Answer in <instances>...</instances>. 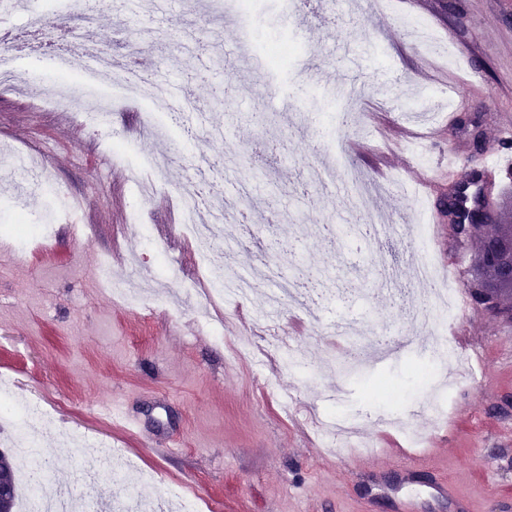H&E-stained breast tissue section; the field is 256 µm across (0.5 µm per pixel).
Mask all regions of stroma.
<instances>
[{
	"instance_id": "1",
	"label": "stroma",
	"mask_w": 512,
	"mask_h": 512,
	"mask_svg": "<svg viewBox=\"0 0 512 512\" xmlns=\"http://www.w3.org/2000/svg\"><path fill=\"white\" fill-rule=\"evenodd\" d=\"M85 10V0H66L52 18L51 50L87 40L111 52L139 72L138 98L103 107L86 89L80 109L90 118L72 121L41 110L65 87L27 60L14 85L0 88V241L4 226L67 198L79 203L76 224H57L27 252L0 250V378L48 413L41 451L52 476L41 495L78 485L82 435L129 464L125 481L96 485L100 512H123L136 499L171 512L178 491L200 497L202 512H393L368 475L396 484L392 467L404 455L417 461L418 478L401 493L420 512H452L427 496L434 479L455 483L472 512H512V323L476 306L474 247L458 244L443 219L449 182L486 168L501 151V129L512 127V0H388L381 11L367 0H297L291 12L282 0H258L247 22L211 0H139L134 10L112 0L90 34ZM409 19L444 41L445 59L430 57ZM285 27L304 53L276 83L253 49ZM297 84L307 95L284 106L282 88ZM157 92L189 105L161 140L141 129ZM466 112L480 116L482 154L455 130ZM107 139L132 159L155 161L142 171L157 181L155 195H135ZM356 143L370 149L350 163L381 212L383 235L341 233L360 221L337 162ZM312 166L329 168L333 185L314 187ZM426 175L434 178L427 194ZM182 187L235 201L220 227L231 247L224 270L251 280L248 296L177 292L200 272L178 230ZM424 223L425 239L412 231ZM427 257L452 271L460 299L454 329L438 335L407 311L426 295L413 268ZM105 263L108 286L99 279ZM289 279L312 284L317 317L289 301L270 308L268 296ZM130 282L142 286L135 304L111 292ZM211 322L223 338L210 334ZM436 337L478 371L452 375L439 416L426 410L436 391L424 378L433 363L423 347ZM277 338L308 363L307 375L268 350ZM380 339L400 345L395 358L372 352L347 370L346 347ZM117 405L141 420L140 434L112 421ZM384 410L407 414L420 447L378 421ZM343 414L356 421L362 464L349 463L356 452L345 440L318 429Z\"/></svg>"
}]
</instances>
